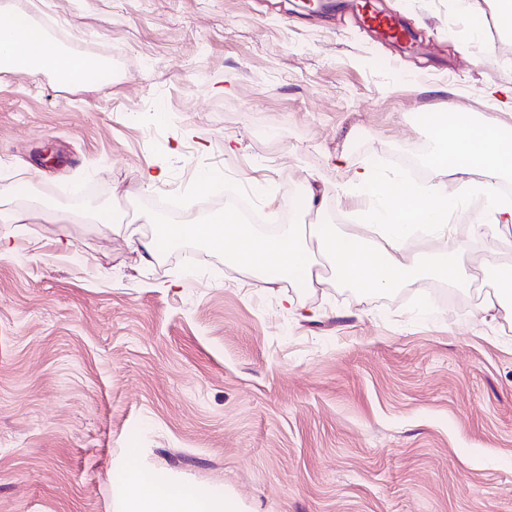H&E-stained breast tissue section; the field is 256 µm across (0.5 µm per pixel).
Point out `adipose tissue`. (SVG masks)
<instances>
[{
    "label": "adipose tissue",
    "mask_w": 512,
    "mask_h": 512,
    "mask_svg": "<svg viewBox=\"0 0 512 512\" xmlns=\"http://www.w3.org/2000/svg\"><path fill=\"white\" fill-rule=\"evenodd\" d=\"M105 61L64 50L21 9L9 11L0 22V69L34 76L56 74L63 84L83 86L91 73L105 69ZM433 148L428 156L432 171L452 172L457 188L447 192L442 183L427 186L407 184L396 178H381L372 168L355 173V184L370 197L361 209V221L339 229L333 224H315L310 234L299 226L279 233H261L236 216L227 214L208 222L178 224L168 229L166 240L140 238L141 258L150 263L161 253L162 242L188 236L218 250L235 243L239 264L248 267L261 283L288 279L307 262V238L329 264L337 281L361 289H385L411 279L422 268L437 277L467 287L472 275L463 262L465 242L455 240L438 254L416 258L406 242L415 225L446 228L448 216L464 212L471 194L491 200L482 223L485 227L512 226V201L499 195L498 181L512 171V139L502 137L498 126L478 124L464 112L453 123L438 121L429 126ZM124 512H234L222 489L206 490L174 486L131 465L120 486Z\"/></svg>",
    "instance_id": "ef3b65f1"
}]
</instances>
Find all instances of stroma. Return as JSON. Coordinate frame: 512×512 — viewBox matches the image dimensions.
I'll return each instance as SVG.
<instances>
[{"instance_id":"1","label":"stroma","mask_w":512,"mask_h":512,"mask_svg":"<svg viewBox=\"0 0 512 512\" xmlns=\"http://www.w3.org/2000/svg\"><path fill=\"white\" fill-rule=\"evenodd\" d=\"M13 5L112 80L0 71V187L24 177L31 213L0 223V512H121L132 462L222 487L239 512H512V303L482 309L512 229L474 234L486 198L412 244L468 241L471 288L301 272L266 288L190 238L150 264L131 244L151 219L205 221L239 195L263 225L273 203L281 226L355 223L360 166L433 180L413 170L421 117L449 102L512 136L486 96L512 86L499 0H375L411 45L351 0ZM148 168L164 176L145 191ZM312 192L316 212L299 206ZM48 204L74 222L42 220ZM362 12L364 23L380 32L385 38L401 36L402 32L392 16L379 13L367 2L362 5Z\"/></svg>"}]
</instances>
